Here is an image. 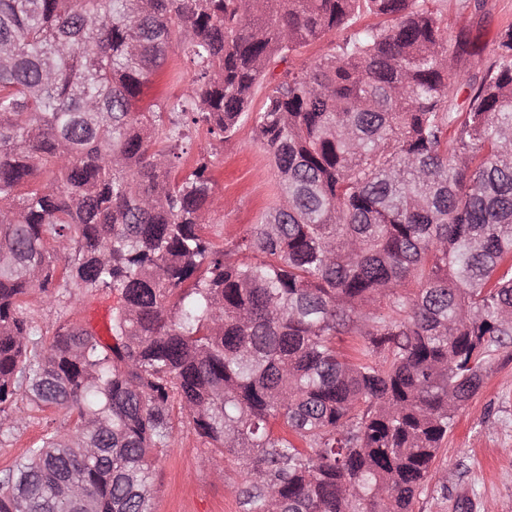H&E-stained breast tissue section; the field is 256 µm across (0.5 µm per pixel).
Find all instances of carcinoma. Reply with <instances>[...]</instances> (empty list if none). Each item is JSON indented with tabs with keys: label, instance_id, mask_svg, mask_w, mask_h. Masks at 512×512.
<instances>
[{
	"label": "carcinoma",
	"instance_id": "1",
	"mask_svg": "<svg viewBox=\"0 0 512 512\" xmlns=\"http://www.w3.org/2000/svg\"><path fill=\"white\" fill-rule=\"evenodd\" d=\"M174 45L190 94L132 111ZM471 45L426 0H0V435L19 395L76 414L0 478V512H149L174 402L246 471L241 512H413L512 345V25L458 111ZM280 63L254 130L281 202L221 249L208 159H180ZM61 288L118 294L112 343L39 331L24 298ZM338 38H341V36L339 37L336 34L328 35L321 40L301 48L300 51L292 57L294 64L299 65L302 62H311L324 56L335 46L336 42H338Z\"/></svg>",
	"mask_w": 512,
	"mask_h": 512
}]
</instances>
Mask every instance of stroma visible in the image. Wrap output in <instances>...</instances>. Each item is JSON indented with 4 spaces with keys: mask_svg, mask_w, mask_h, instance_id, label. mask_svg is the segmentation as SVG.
I'll return each instance as SVG.
<instances>
[{
    "mask_svg": "<svg viewBox=\"0 0 512 512\" xmlns=\"http://www.w3.org/2000/svg\"><path fill=\"white\" fill-rule=\"evenodd\" d=\"M428 5L444 17L449 37L465 33L473 43L469 54L449 61L450 73L462 83L481 77L493 59L498 32L512 25V0H428ZM194 74L182 54H172L143 83L134 111L153 112L186 94ZM192 142L182 166L193 168L204 155L211 159V222L204 233L222 248L278 204L277 172L251 122H244L229 142L214 141L202 129L194 132ZM112 299L110 291L100 290L50 307L34 291L25 307L37 327L51 331L65 321L87 320L91 302ZM74 420L64 409L29 412L18 427L0 436V474L24 461L47 430L71 427ZM154 460L152 512H240L239 469L223 458H210L207 443L187 423L175 422L170 447L155 453ZM435 468L415 512H456V503L464 499L471 500V512H512V347L492 356L482 389L457 416Z\"/></svg>",
    "mask_w": 512,
    "mask_h": 512,
    "instance_id": "35a3bbf8",
    "label": "stroma"
}]
</instances>
